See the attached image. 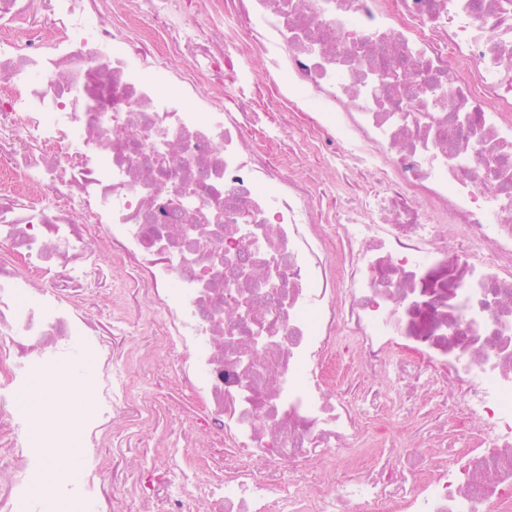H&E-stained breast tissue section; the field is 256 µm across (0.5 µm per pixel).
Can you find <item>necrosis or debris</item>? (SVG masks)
Masks as SVG:
<instances>
[{
	"instance_id": "necrosis-or-debris-1",
	"label": "necrosis or debris",
	"mask_w": 512,
	"mask_h": 512,
	"mask_svg": "<svg viewBox=\"0 0 512 512\" xmlns=\"http://www.w3.org/2000/svg\"><path fill=\"white\" fill-rule=\"evenodd\" d=\"M49 3L0 0V512H512V0ZM143 314L192 397L165 480L105 454ZM292 134H296V132ZM295 140L294 148L296 156H306L304 173H306L319 188L326 190L327 194L320 198L323 205L328 204L331 201V193L327 179L330 177L331 169L329 168L327 157L316 156L311 153L298 134L295 135Z\"/></svg>"
}]
</instances>
